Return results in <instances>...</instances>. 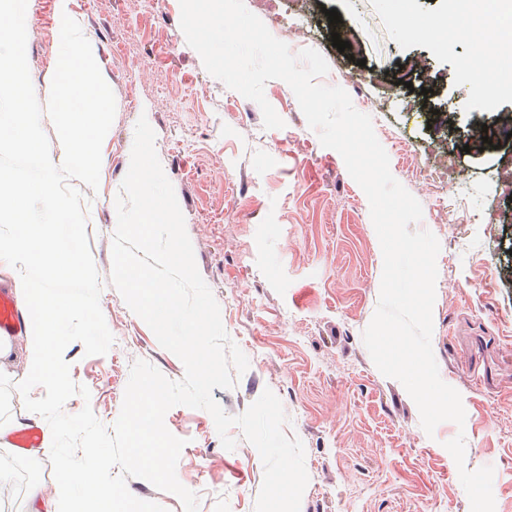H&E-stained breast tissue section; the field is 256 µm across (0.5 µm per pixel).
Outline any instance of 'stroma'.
I'll return each mask as SVG.
<instances>
[{
    "instance_id": "1",
    "label": "stroma",
    "mask_w": 512,
    "mask_h": 512,
    "mask_svg": "<svg viewBox=\"0 0 512 512\" xmlns=\"http://www.w3.org/2000/svg\"><path fill=\"white\" fill-rule=\"evenodd\" d=\"M292 51L319 50L325 85L344 88L371 116L393 176L421 203L420 228L440 243L432 349L441 379L461 395L464 428L420 424L403 385L384 376L362 334L376 310L383 269L369 202L342 156L323 147L289 85L267 82L268 102L284 120L267 130L257 103L204 68L180 28L179 0H28L27 60L40 103H47L60 48L59 10L68 8L90 41L116 101L102 145L86 232L103 289L100 306L114 342L86 355L64 353L76 384L113 428L134 362L165 377L182 362L110 283L116 198L129 169L134 126L146 117L155 149L185 218L198 270L213 292L229 338L250 365L232 389H213L232 416L271 390L287 436L305 448L309 482L300 512H471L446 441L464 433L465 465L494 469L495 512H512V138L483 144L484 128L512 118V54L473 63L486 95L462 70L471 48L452 29L438 49L417 35L441 19L448 0H245ZM337 10L338 24L326 13ZM339 33L351 45L338 51ZM471 62V61H470ZM448 157L447 178L433 162ZM168 430L185 445L178 480L199 497L198 512H255L264 467L232 427L226 450L211 415L172 407ZM55 479L41 449L0 446V485L15 494L0 512H51ZM38 497H30L32 486Z\"/></svg>"
}]
</instances>
